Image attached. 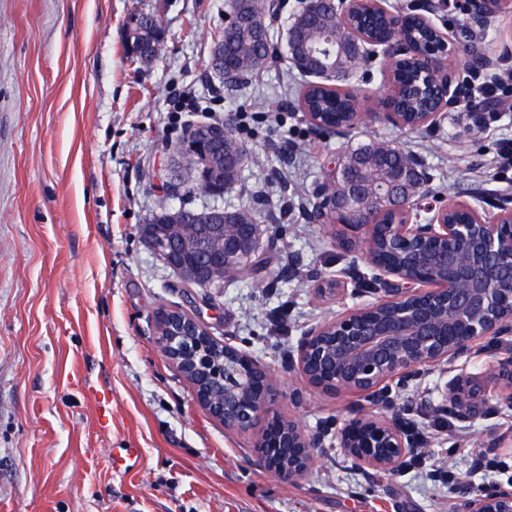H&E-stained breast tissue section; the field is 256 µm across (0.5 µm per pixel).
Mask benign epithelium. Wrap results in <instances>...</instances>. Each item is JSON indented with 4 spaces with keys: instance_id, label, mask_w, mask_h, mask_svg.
<instances>
[{
    "instance_id": "obj_1",
    "label": "benign epithelium",
    "mask_w": 512,
    "mask_h": 512,
    "mask_svg": "<svg viewBox=\"0 0 512 512\" xmlns=\"http://www.w3.org/2000/svg\"><path fill=\"white\" fill-rule=\"evenodd\" d=\"M334 4L345 23L360 5L389 21V32L381 39L352 30L359 55L385 66V92L378 100L380 111L359 112L345 127L323 126L307 117L317 134L345 139L360 122L436 134L447 113L462 106L470 110L472 126L482 125L485 113L475 103L472 82L460 79L452 59L475 32L489 29L500 13L512 11V0H463L469 27L450 35L434 23L444 0H419L411 15L433 34L420 50L404 35L411 15L393 11L389 0H334ZM286 6V0H266L262 15L239 10L235 16L265 32L281 20ZM398 61L416 64L430 75L436 89L433 108L414 124L388 107L391 67ZM511 66L512 48L496 56L470 54L467 59V67L478 78L494 79ZM223 145L224 125L214 123L204 136L182 146L179 155L194 159L199 151ZM405 164L408 180L403 194L396 198L388 193L378 203L346 183L336 194L327 189L326 181L316 183L309 219L316 224L328 220L347 230L340 243L354 254L351 266L360 257L376 271L368 283L354 281L353 292L369 294L373 301L306 325L288 354V372L306 385L327 393L358 392L373 408L355 414L336 433V445L366 475L399 470L415 454L419 441L404 421L398 399L421 372L476 352L495 353L512 338V194L492 198L493 213L468 201L436 205L433 175L424 159L408 153ZM215 228L224 233V252L193 269L176 245L160 234L148 232L145 242L191 283L239 274L252 254L272 248L258 223ZM187 325H197L212 336L199 319L179 308L164 309L157 318L161 350L177 365L191 348L182 340ZM214 344L233 360L224 367V398L212 400L198 392L197 401L224 424V430L249 432L276 400L277 383L260 360L227 342ZM495 378L502 385L501 404L511 406L512 355L497 362ZM244 383L250 389L246 398L239 394ZM486 404L481 388L466 380L445 384L440 409L465 419ZM271 422L286 424L288 430L263 429L256 444L258 464L283 481H295L321 455L328 433L307 430L291 416L274 417ZM466 512H512V487L485 486L466 502Z\"/></svg>"
}]
</instances>
